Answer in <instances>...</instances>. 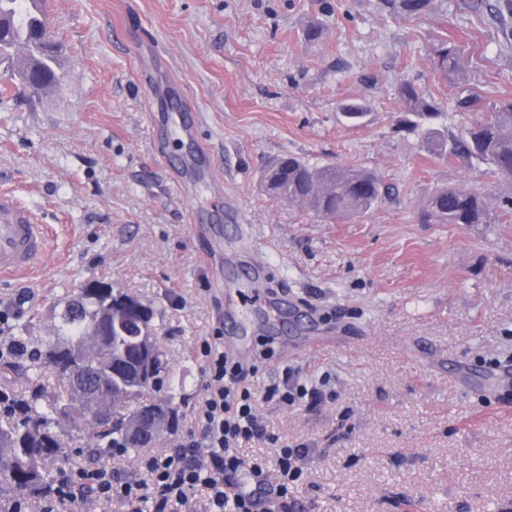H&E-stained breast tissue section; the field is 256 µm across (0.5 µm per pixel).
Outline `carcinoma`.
Returning a JSON list of instances; mask_svg holds the SVG:
<instances>
[{
    "instance_id": "cac0c4a2",
    "label": "carcinoma",
    "mask_w": 512,
    "mask_h": 512,
    "mask_svg": "<svg viewBox=\"0 0 512 512\" xmlns=\"http://www.w3.org/2000/svg\"><path fill=\"white\" fill-rule=\"evenodd\" d=\"M37 0H0V62L11 63L19 50L25 65L19 74L33 76L34 91L57 81V56L45 50L44 36L50 35L42 11L25 3ZM432 0H383V6L408 17L429 11ZM493 19L502 25L504 43L512 42V0H494L489 5ZM439 62L444 74L459 70L460 46L450 36L439 40ZM399 92L407 109L399 127L417 135L428 156L448 165L484 166L489 172L512 180V98L500 100L490 112L479 111L481 96L463 88L456 97L457 114L467 117L453 132L448 129V113L440 102L426 95L409 79L400 81ZM341 116L358 125L366 116L357 103L341 107ZM265 189L275 198L290 203H308L326 218H352L367 214L388 198V189L372 172L352 167L338 169L313 164L288 155L274 159L263 178ZM429 215L440 224H494L498 216L486 203V194L448 185L437 189L428 201ZM107 300L78 289L67 305L54 336L45 342V366L59 378L63 390L50 395L39 374L25 358L0 359V377L25 386L27 395L11 399L7 420L0 425V512H14L16 499L40 497L54 484L47 470L50 460L65 467L70 450L63 447L57 433L76 406L87 416H95V395L118 393L119 403L109 422L96 427L95 447L82 453L96 457L108 448H146L157 440H132L124 430L128 416L144 421L153 415L156 404L134 410L150 382L144 378L145 360L134 336L117 327L101 337L100 354L93 360L81 358L80 347L88 326L97 321Z\"/></svg>"
}]
</instances>
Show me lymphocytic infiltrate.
Instances as JSON below:
<instances>
[{
  "label": "lymphocytic infiltrate",
  "mask_w": 512,
  "mask_h": 512,
  "mask_svg": "<svg viewBox=\"0 0 512 512\" xmlns=\"http://www.w3.org/2000/svg\"><path fill=\"white\" fill-rule=\"evenodd\" d=\"M200 355L205 394L193 410L194 428L178 449L145 458L139 479L120 480L106 464L71 467L54 484L43 512L66 506L79 512L76 491L83 487L97 501H119L125 512H194L199 503L204 512H292V490L306 479L311 452L269 434L256 402L262 397L287 408L312 406L325 398L329 375L312 380L287 366L259 397L252 380L274 355L271 341L262 342L251 363L229 357L215 340H203ZM249 442L272 445L275 469H268L264 458L240 455Z\"/></svg>",
  "instance_id": "obj_1"
}]
</instances>
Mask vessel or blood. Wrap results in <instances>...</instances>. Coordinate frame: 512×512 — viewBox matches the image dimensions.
<instances>
[{"instance_id":"obj_1","label":"vessel or blood","mask_w":512,"mask_h":512,"mask_svg":"<svg viewBox=\"0 0 512 512\" xmlns=\"http://www.w3.org/2000/svg\"><path fill=\"white\" fill-rule=\"evenodd\" d=\"M48 250V227L9 193H0V276L29 274Z\"/></svg>"}]
</instances>
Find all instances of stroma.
<instances>
[{
    "label": "stroma",
    "instance_id": "1",
    "mask_svg": "<svg viewBox=\"0 0 512 512\" xmlns=\"http://www.w3.org/2000/svg\"><path fill=\"white\" fill-rule=\"evenodd\" d=\"M488 3L433 0L407 18L381 0H44L61 80L0 82V191L52 237L33 274L0 279L6 336L25 329L39 348L91 280L150 305L179 414L159 452L201 400L198 341L274 337L260 383L287 365L333 377L316 406L258 407L313 450L298 512H512V377L492 378L512 370V222L421 219L436 187L495 206L512 183L394 128L402 78L448 109L460 84L487 110L512 96ZM446 34L459 83L437 68ZM350 100L361 126L339 118ZM288 153L370 170L395 197L336 221L269 198L261 172ZM259 258L272 288L242 278ZM314 336L327 346L306 351Z\"/></svg>",
    "mask_w": 512,
    "mask_h": 512
}]
</instances>
